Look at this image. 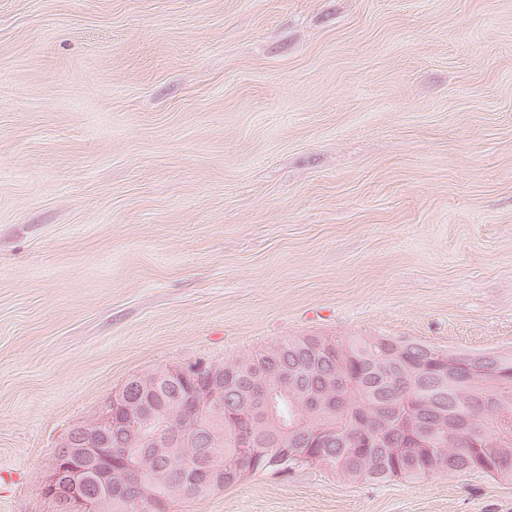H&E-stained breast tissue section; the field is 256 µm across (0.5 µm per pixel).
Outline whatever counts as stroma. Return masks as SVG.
Returning a JSON list of instances; mask_svg holds the SVG:
<instances>
[{"label":"stroma","mask_w":512,"mask_h":512,"mask_svg":"<svg viewBox=\"0 0 512 512\" xmlns=\"http://www.w3.org/2000/svg\"><path fill=\"white\" fill-rule=\"evenodd\" d=\"M302 336L512 349V0H0V512L133 375ZM171 512H512L478 472Z\"/></svg>","instance_id":"obj_1"}]
</instances>
